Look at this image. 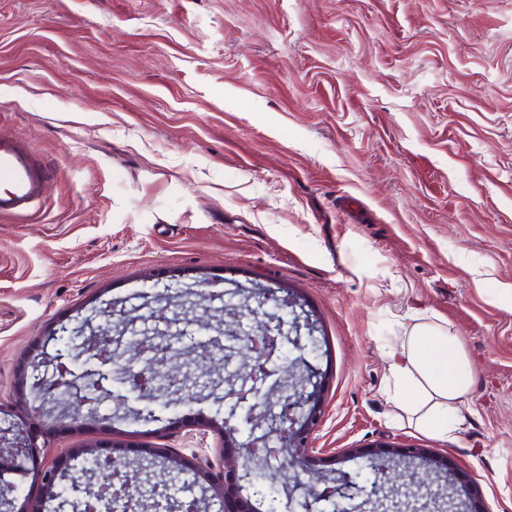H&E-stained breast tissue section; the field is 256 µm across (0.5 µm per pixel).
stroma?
<instances>
[{
	"label": "stroma",
	"mask_w": 512,
	"mask_h": 512,
	"mask_svg": "<svg viewBox=\"0 0 512 512\" xmlns=\"http://www.w3.org/2000/svg\"><path fill=\"white\" fill-rule=\"evenodd\" d=\"M0 135L49 172L40 210L0 220V427L62 451L112 442L167 468L254 436L224 395L241 361L200 365L225 305L258 288L296 297L313 333L282 355L321 410L309 445L346 479L357 448L448 458L463 492L512 512V0H0ZM115 307L112 318L100 311ZM183 331L169 369L187 389L146 395L122 370L98 420L23 412L24 367L61 337L155 314ZM459 336L473 373L447 440L401 421L388 355L413 316ZM0 464L34 512L31 464ZM308 476L270 483L277 512H322Z\"/></svg>",
	"instance_id": "1"
}]
</instances>
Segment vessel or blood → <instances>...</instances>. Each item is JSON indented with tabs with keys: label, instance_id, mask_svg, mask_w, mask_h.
<instances>
[{
	"label": "vessel or blood",
	"instance_id": "b4317fda",
	"mask_svg": "<svg viewBox=\"0 0 512 512\" xmlns=\"http://www.w3.org/2000/svg\"><path fill=\"white\" fill-rule=\"evenodd\" d=\"M45 190V166L21 140L0 137V216H28Z\"/></svg>",
	"mask_w": 512,
	"mask_h": 512
}]
</instances>
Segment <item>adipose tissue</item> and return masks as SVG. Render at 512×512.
Segmentation results:
<instances>
[{
  "mask_svg": "<svg viewBox=\"0 0 512 512\" xmlns=\"http://www.w3.org/2000/svg\"><path fill=\"white\" fill-rule=\"evenodd\" d=\"M389 373L396 386L414 393L397 406L416 429L442 439L454 433L473 384L459 336L415 317L390 354Z\"/></svg>",
  "mask_w": 512,
  "mask_h": 512,
  "instance_id": "obj_1",
  "label": "adipose tissue"
}]
</instances>
